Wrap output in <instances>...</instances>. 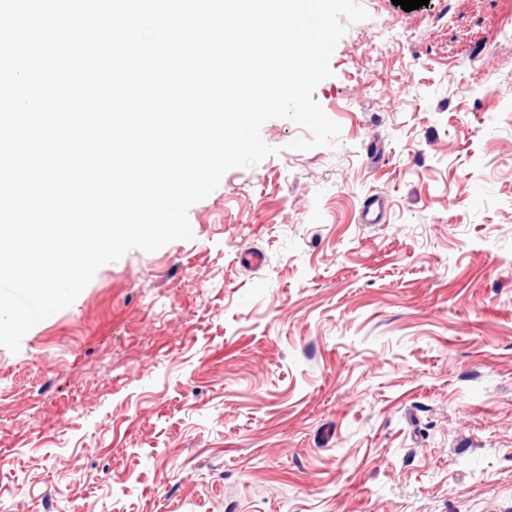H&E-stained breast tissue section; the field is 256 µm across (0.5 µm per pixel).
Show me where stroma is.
<instances>
[{
    "instance_id": "35a3bbf8",
    "label": "stroma",
    "mask_w": 512,
    "mask_h": 512,
    "mask_svg": "<svg viewBox=\"0 0 512 512\" xmlns=\"http://www.w3.org/2000/svg\"><path fill=\"white\" fill-rule=\"evenodd\" d=\"M360 3L337 147L267 121L191 239L0 347V512H512V0Z\"/></svg>"
}]
</instances>
